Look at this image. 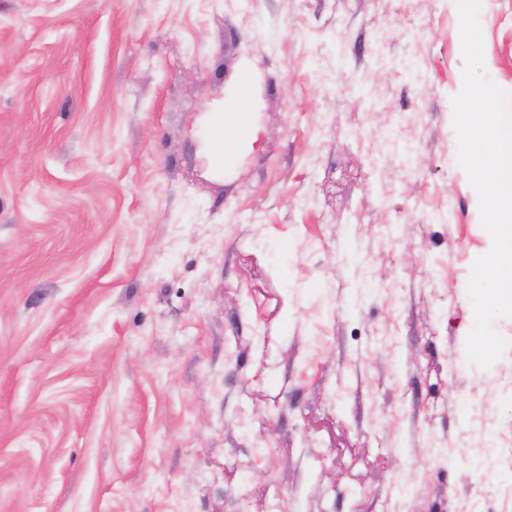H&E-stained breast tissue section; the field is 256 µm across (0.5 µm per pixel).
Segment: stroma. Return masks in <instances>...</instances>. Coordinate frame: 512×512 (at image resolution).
Returning <instances> with one entry per match:
<instances>
[{
	"mask_svg": "<svg viewBox=\"0 0 512 512\" xmlns=\"http://www.w3.org/2000/svg\"><path fill=\"white\" fill-rule=\"evenodd\" d=\"M462 66L451 0H0V512H512ZM246 92L240 98L231 103L220 115L217 124L224 129V136L217 145V151L224 155H231L243 148L251 147L257 140L258 129L248 120L245 99Z\"/></svg>",
	"mask_w": 512,
	"mask_h": 512,
	"instance_id": "35a3bbf8",
	"label": "stroma"
}]
</instances>
